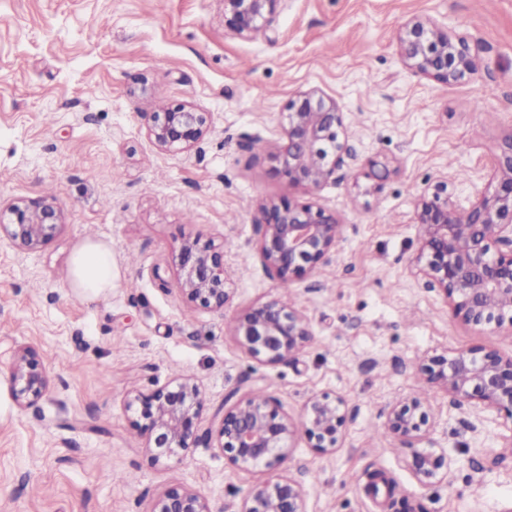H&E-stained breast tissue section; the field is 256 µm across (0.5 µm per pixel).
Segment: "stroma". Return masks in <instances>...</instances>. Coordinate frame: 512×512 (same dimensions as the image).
Instances as JSON below:
<instances>
[{
	"mask_svg": "<svg viewBox=\"0 0 512 512\" xmlns=\"http://www.w3.org/2000/svg\"><path fill=\"white\" fill-rule=\"evenodd\" d=\"M412 16L464 34L478 62L442 84L399 56ZM275 41L224 27L223 0H0V204L48 199L63 225L36 257L0 242V512H151L166 490L201 492L213 512L241 503L261 471L232 467L214 444L155 463L131 429L127 394L188 375L217 430L229 395L262 391L301 419L310 397L346 401L340 448L297 436L283 467L304 512H512L503 427L477 424L419 367L481 346L512 355V326H473L415 274L417 197L445 180L461 201L493 179V149L512 138V0H282ZM317 88L345 114L348 152L319 188L279 178L280 114ZM205 112L186 153L147 136L151 112ZM283 197L335 210L336 251L281 285L256 242L264 203ZM224 246L223 309L186 302L174 259L195 235ZM112 246V290L71 288L85 239ZM281 299L309 320L295 360L251 358L233 333L249 308ZM34 348L49 393L23 408L7 380ZM424 399L446 448L448 478L420 481L411 449L385 426L393 406ZM393 500L368 489L372 473Z\"/></svg>",
	"mask_w": 512,
	"mask_h": 512,
	"instance_id": "35a3bbf8",
	"label": "stroma"
}]
</instances>
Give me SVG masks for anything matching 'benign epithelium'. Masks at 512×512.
I'll list each match as a JSON object with an SVG mask.
<instances>
[{"mask_svg":"<svg viewBox=\"0 0 512 512\" xmlns=\"http://www.w3.org/2000/svg\"><path fill=\"white\" fill-rule=\"evenodd\" d=\"M281 0H224V24L242 39H270ZM403 64L441 83L473 76L477 63L466 36L451 37L436 21L413 17L399 37ZM207 130L206 113L191 106L151 113L147 136L160 150L187 152ZM344 113L336 99L317 88L297 92L283 113V138L273 155L276 170L290 185L319 188L336 173L347 153ZM494 188L486 187L464 207L438 181L417 203L419 251L417 273L425 285L439 290L453 314L472 325L512 322V138L496 147ZM62 226V209L39 200L14 203L0 211V239L32 255ZM342 225L336 212L311 201L282 198L262 206L258 251L265 267L282 285L303 279L324 264L336 249ZM176 284L189 303L222 309L227 300L224 248L210 238L186 239L177 255ZM242 348L263 363L295 359L311 339L308 319L272 300L255 306L235 321ZM431 384L444 389L456 405L468 407L482 421L503 419L511 435L512 356L472 347L434 356L423 365ZM15 400L21 407L41 400L50 380L37 352L24 349L8 372ZM130 426L146 439L155 463L180 460L191 448L211 439L201 430L204 401L199 385L184 376L147 393L127 397ZM345 401L314 396L304 417L296 421L271 398L262 403L248 394L224 407L218 448L239 470L261 469L265 484L243 500L236 512H302L300 486L281 471L295 437L302 433L310 447L331 455L340 447ZM388 430L414 449L412 469L419 480L447 475L452 458L440 452L415 450L434 427L423 403L414 399L387 415ZM152 512H212L207 498L187 487H172L160 496Z\"/></svg>","mask_w":512,"mask_h":512,"instance_id":"7a95c632","label":"benign epithelium"}]
</instances>
